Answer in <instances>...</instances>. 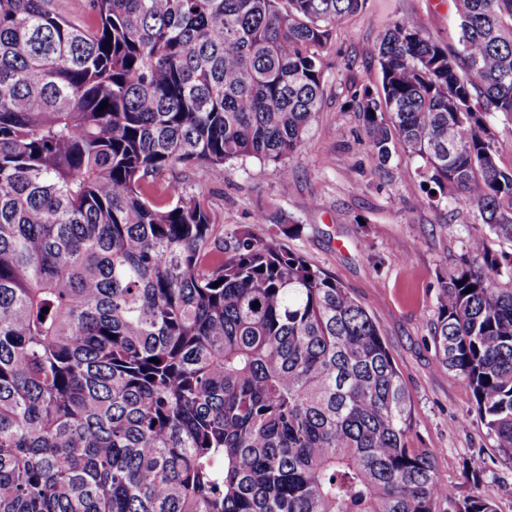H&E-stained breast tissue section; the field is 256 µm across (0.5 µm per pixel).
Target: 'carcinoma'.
Segmentation results:
<instances>
[{"label":"carcinoma","mask_w":512,"mask_h":512,"mask_svg":"<svg viewBox=\"0 0 512 512\" xmlns=\"http://www.w3.org/2000/svg\"><path fill=\"white\" fill-rule=\"evenodd\" d=\"M364 3L86 0L77 22L56 0H0V512L455 498L409 447L410 393L351 291L275 236L218 238L203 194L158 183L220 182L253 157L288 188L333 29ZM456 3L455 42L411 15L371 47L381 90L353 95L357 145L378 170L402 150L429 185L421 205L472 214L431 336L512 460V253L481 230L512 240L494 127L512 121V0ZM485 469L474 455L466 478ZM458 512L497 509L483 491Z\"/></svg>","instance_id":"obj_1"}]
</instances>
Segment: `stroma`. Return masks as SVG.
I'll list each match as a JSON object with an SVG mask.
<instances>
[{"instance_id":"obj_1","label":"stroma","mask_w":512,"mask_h":512,"mask_svg":"<svg viewBox=\"0 0 512 512\" xmlns=\"http://www.w3.org/2000/svg\"><path fill=\"white\" fill-rule=\"evenodd\" d=\"M420 15L430 36L452 41L455 0H366L336 25L325 57L322 109L290 160L293 178L281 186L275 166L254 158L226 164L224 179L176 180L183 193L205 192L225 234L250 230L279 236L288 250L332 274L375 317L413 401L410 444L431 449L438 474L459 496L490 491L498 512H512V462L503 458L476 418L470 386L437 366L430 335L439 278L465 250L472 218L464 209L427 208L416 162L396 153L386 171L373 169L354 139L361 125L351 95L379 87L369 50L400 18ZM262 210L292 216L295 226L255 223ZM481 455V483L465 482L468 459Z\"/></svg>"}]
</instances>
